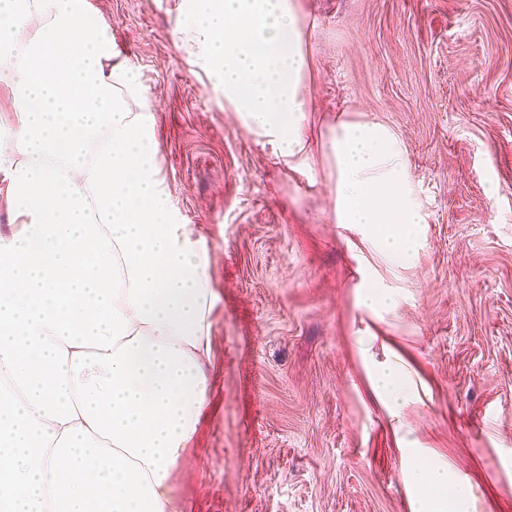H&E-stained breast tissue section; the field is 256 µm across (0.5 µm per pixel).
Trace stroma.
<instances>
[{
	"mask_svg": "<svg viewBox=\"0 0 512 512\" xmlns=\"http://www.w3.org/2000/svg\"><path fill=\"white\" fill-rule=\"evenodd\" d=\"M156 112L161 176L211 258L208 404L171 472L187 512H416L402 451L512 512V0H300L315 110L285 166L174 36L179 0H87ZM343 122L397 138L412 257L333 220ZM393 297L373 311L360 291ZM403 365L390 416L370 372Z\"/></svg>",
	"mask_w": 512,
	"mask_h": 512,
	"instance_id": "35a3bbf8",
	"label": "stroma"
}]
</instances>
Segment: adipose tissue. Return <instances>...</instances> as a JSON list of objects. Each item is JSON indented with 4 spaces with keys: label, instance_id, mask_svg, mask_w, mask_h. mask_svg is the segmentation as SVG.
Wrapping results in <instances>:
<instances>
[{
    "label": "adipose tissue",
    "instance_id": "1",
    "mask_svg": "<svg viewBox=\"0 0 512 512\" xmlns=\"http://www.w3.org/2000/svg\"><path fill=\"white\" fill-rule=\"evenodd\" d=\"M175 33L224 105L283 163L313 108L298 0H184ZM86 0H0V188L17 230L0 236V512H183L169 486L209 393L210 257L160 176L146 89ZM340 224L407 259L423 216L397 141L341 124ZM422 502L455 487L409 472Z\"/></svg>",
    "mask_w": 512,
    "mask_h": 512
}]
</instances>
